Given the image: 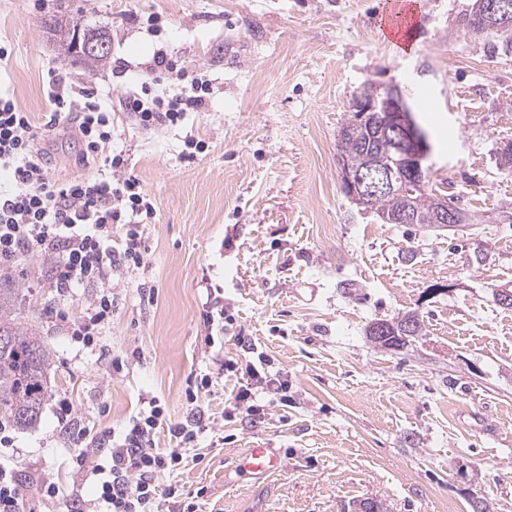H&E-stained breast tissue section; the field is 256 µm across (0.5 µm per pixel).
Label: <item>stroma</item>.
<instances>
[{
  "instance_id": "obj_1",
  "label": "stroma",
  "mask_w": 512,
  "mask_h": 512,
  "mask_svg": "<svg viewBox=\"0 0 512 512\" xmlns=\"http://www.w3.org/2000/svg\"><path fill=\"white\" fill-rule=\"evenodd\" d=\"M389 0H0V96L28 112L51 177L97 176L67 123L51 124V75L97 91L112 110L109 152L157 202L143 227L145 268L114 286L118 305L95 351L79 352L56 320L36 256L15 268L20 319L51 355L39 419L7 427L0 466L17 482L49 481L27 512H66L92 458L68 445L54 414L67 399L95 431L120 430L141 393L169 422L188 413L184 389L205 371L202 281L220 288L231 324L224 356L246 336L287 381V400L224 418L240 379L201 404L214 420L198 460L171 475L199 512H351L364 500L390 512H470L473 496L512 512V309L493 292L512 284V53L469 29L473 0H414L411 51L384 37ZM107 28L105 67L86 69L48 33L50 16ZM165 51L208 81L205 108L173 128H141L127 97L152 79ZM399 83L433 146L434 189L476 216L465 231L385 224L342 191L338 131L353 93ZM205 151L187 156V139ZM489 251L477 262V246ZM414 311L425 334L385 350L368 325ZM273 448L285 467L241 473L236 457Z\"/></svg>"
}]
</instances>
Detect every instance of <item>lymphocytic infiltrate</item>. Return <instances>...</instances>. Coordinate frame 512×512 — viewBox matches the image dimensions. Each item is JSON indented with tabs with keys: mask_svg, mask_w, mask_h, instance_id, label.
<instances>
[{
	"mask_svg": "<svg viewBox=\"0 0 512 512\" xmlns=\"http://www.w3.org/2000/svg\"><path fill=\"white\" fill-rule=\"evenodd\" d=\"M188 81L180 94L170 98L152 94L150 85H142L125 107L143 128L178 126L187 113L204 108L209 93L207 81ZM48 86L57 111L74 113L87 155L102 156L105 171L93 179L50 178L34 149L38 131L29 113L0 96V172L12 185L0 192V267L11 268L36 255L55 256L57 262L44 285L60 301L68 300L76 289L96 285L83 315L66 325L75 342L92 350L101 330L112 321L113 278L144 265L141 227L155 217L156 204L137 179L120 177L123 154H105L112 141V116L93 93L84 92L79 103L59 78H50ZM117 227L122 230L118 236L113 233ZM202 318L211 331L206 338L210 368L186 392L193 406L185 421L167 424L159 400L146 392L120 433L96 437L87 433L69 403L60 402L61 432L70 445L97 458L88 476L91 494L72 493L69 512H196L195 503L183 499L178 487L161 485L160 480L180 469L199 438L211 431L196 393L209 390L230 365L223 343L214 338L224 329V305L214 290L206 292ZM245 373L248 381L239 386L225 414L258 415L260 401L286 387L253 362H246ZM163 427L176 439V447L156 448L155 436Z\"/></svg>",
	"mask_w": 512,
	"mask_h": 512,
	"instance_id": "f902f5d3",
	"label": "lymphocytic infiltrate"
}]
</instances>
